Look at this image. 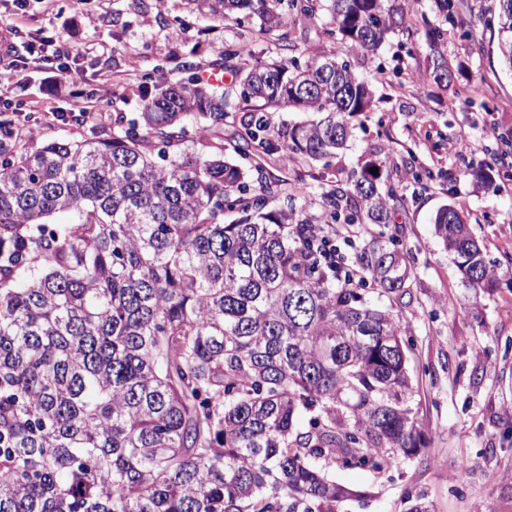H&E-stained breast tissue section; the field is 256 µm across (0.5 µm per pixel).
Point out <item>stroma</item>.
<instances>
[{
  "mask_svg": "<svg viewBox=\"0 0 512 512\" xmlns=\"http://www.w3.org/2000/svg\"><path fill=\"white\" fill-rule=\"evenodd\" d=\"M454 4L453 32L437 0H409L407 27L375 51L327 38L320 17L295 28L298 48L336 53L371 80L373 101L355 118L348 149L328 163L302 158L286 165L276 154L263 161L281 176L280 194L293 193L298 180H305L307 192L296 203L312 215L323 194L372 158L384 161L388 184L404 199L393 224H367L359 237L339 234L335 243L350 260L372 237L393 235L415 258L412 300L403 313L414 343L409 368L419 381L417 400L429 441L388 479L366 469H333L336 482L369 492L364 500L346 503L347 512H404L410 490L424 494L430 512H512V156L496 167L490 189L476 188L470 174L473 166L492 163L501 135H512V72L498 56L492 23L497 0ZM117 11L127 23L119 46L112 39ZM0 22L18 24L25 38L42 31L59 35L82 55L79 74L54 87L32 73L21 100L42 97L65 109L88 95L106 126L113 113L136 116L139 71L160 64L171 42L192 41L199 26L188 15L183 27H168L155 14L135 12L131 0H51L48 8L34 6L20 19L5 5ZM429 25L447 32L439 50L452 75L442 89L427 72ZM414 167L429 168L433 180L416 183ZM446 204L463 213L494 262L495 287H468L437 241L432 217Z\"/></svg>",
  "mask_w": 512,
  "mask_h": 512,
  "instance_id": "35a3bbf8",
  "label": "stroma"
}]
</instances>
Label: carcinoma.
<instances>
[{"label":"carcinoma","mask_w":512,"mask_h":512,"mask_svg":"<svg viewBox=\"0 0 512 512\" xmlns=\"http://www.w3.org/2000/svg\"><path fill=\"white\" fill-rule=\"evenodd\" d=\"M207 24L252 20L199 76L177 49L141 75V112L82 141H38L0 108V512H341L366 492L328 468L385 476L426 447L401 310L411 257L375 239L339 276L279 179L224 157L240 104L315 118L274 129L255 113L236 153L326 160L372 103L336 54L300 66L292 28L377 49L407 14L389 0H181ZM512 72V0H498ZM278 59L252 64L255 39ZM201 122L187 144L184 121ZM370 162L321 200V224L393 222L401 197ZM345 203L347 214L338 212ZM434 231L472 288L496 274L462 214Z\"/></svg>","instance_id":"carcinoma-1"}]
</instances>
